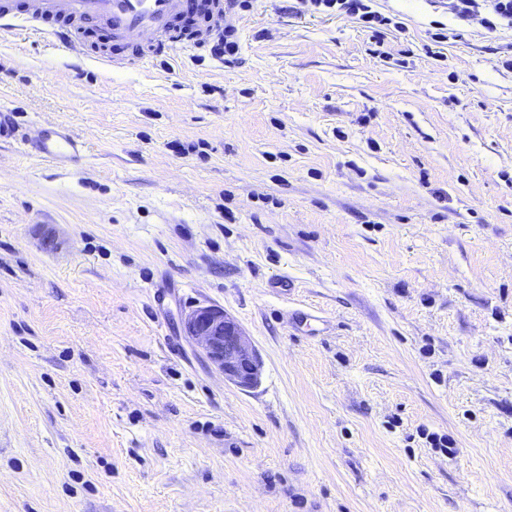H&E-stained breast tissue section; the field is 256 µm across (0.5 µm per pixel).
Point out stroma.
I'll return each instance as SVG.
<instances>
[{
	"mask_svg": "<svg viewBox=\"0 0 512 512\" xmlns=\"http://www.w3.org/2000/svg\"><path fill=\"white\" fill-rule=\"evenodd\" d=\"M288 5L231 64L0 33V512H512V29ZM47 121L77 169L20 151ZM293 2H296L297 6H289L288 11L298 14L310 6L317 11L336 12L360 22L365 29L372 32V37L376 39H380L382 29H388L391 25L395 30L403 31L401 22L373 10L369 4L372 0H293ZM184 335L228 381L241 389L256 387L262 362L249 336L215 305L199 306L181 318Z\"/></svg>",
	"mask_w": 512,
	"mask_h": 512,
	"instance_id": "35a3bbf8",
	"label": "stroma"
}]
</instances>
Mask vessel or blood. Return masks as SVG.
I'll use <instances>...</instances> for the list:
<instances>
[{
  "instance_id": "b4317fda",
  "label": "vessel or blood",
  "mask_w": 512,
  "mask_h": 512,
  "mask_svg": "<svg viewBox=\"0 0 512 512\" xmlns=\"http://www.w3.org/2000/svg\"><path fill=\"white\" fill-rule=\"evenodd\" d=\"M226 0L201 6L197 0H0V29L16 22H35L36 33L45 34L84 55L77 34L86 24L103 25L113 42L131 47L130 57L96 56L98 64L115 69L142 62L174 47L196 49L208 44L215 29L224 24ZM40 159L61 167L79 164L84 144L68 128L43 124L34 140L21 144Z\"/></svg>"
}]
</instances>
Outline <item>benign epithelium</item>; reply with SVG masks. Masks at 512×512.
Returning <instances> with one entry per match:
<instances>
[{
    "mask_svg": "<svg viewBox=\"0 0 512 512\" xmlns=\"http://www.w3.org/2000/svg\"><path fill=\"white\" fill-rule=\"evenodd\" d=\"M184 335L224 380L241 389L256 387L262 362L249 336L223 308L199 306L181 318Z\"/></svg>",
    "mask_w": 512,
    "mask_h": 512,
    "instance_id": "1",
    "label": "benign epithelium"
}]
</instances>
